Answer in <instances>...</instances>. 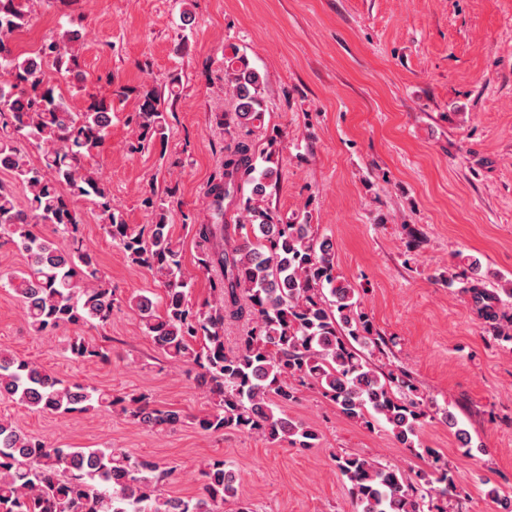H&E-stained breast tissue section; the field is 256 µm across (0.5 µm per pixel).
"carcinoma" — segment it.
I'll list each match as a JSON object with an SVG mask.
<instances>
[{
    "label": "carcinoma",
    "mask_w": 512,
    "mask_h": 512,
    "mask_svg": "<svg viewBox=\"0 0 512 512\" xmlns=\"http://www.w3.org/2000/svg\"><path fill=\"white\" fill-rule=\"evenodd\" d=\"M32 0H0V165L26 192L18 202L0 184V239L26 256L22 270L0 273V288L21 301L30 330L50 336L68 325L104 327L118 304L116 290L101 270L96 254L84 244L74 201L96 208L104 232L130 262L158 277L162 294L129 302L155 348L195 370L196 381L213 400L198 419L207 432L258 434L313 448L315 430L285 414L302 389L316 387L346 418L367 426L382 421L405 448L418 443L428 406L406 372L379 371L365 350H382L363 311L359 291L335 274L331 238L317 237L310 224L283 223L268 202V189L279 173L257 170L253 145L239 138L224 148L220 171L211 180L210 221L192 225L198 242L196 267L212 274L213 302L201 308L189 300L194 277L186 272L179 246L172 240L168 207L147 197L155 222L136 229L112 201L108 185L92 168L112 126V103L90 96L74 111L58 89L64 81L83 88L73 44L78 30H66L24 56L9 37L25 28ZM236 106L224 113L227 128L250 129L264 118L261 90L265 77L246 55L232 48L224 57ZM138 147L168 129L167 112L155 88L143 90L129 117ZM37 150L38 162L28 148ZM239 206L236 223L226 221L224 205ZM53 226L54 238L38 227ZM483 279L480 261L467 259L462 273L446 282ZM474 302L502 340L512 342V318L498 315L499 294L512 298V280L500 293L471 288ZM242 323L235 348L224 345V324ZM76 359L105 358L83 336L71 338ZM0 397L42 413L110 411L118 403L129 419L144 428L165 429L181 422L175 410L151 405L144 394L128 398L96 386L72 383L47 373L30 360L0 352ZM336 467L350 483L354 512H455V483L448 464L430 473L409 474L355 454L336 457ZM173 469L118 448H61L26 434L0 418V512H254L237 497L235 477L224 459L214 458L202 472L201 494L183 498L163 484Z\"/></svg>",
    "instance_id": "carcinoma-1"
}]
</instances>
